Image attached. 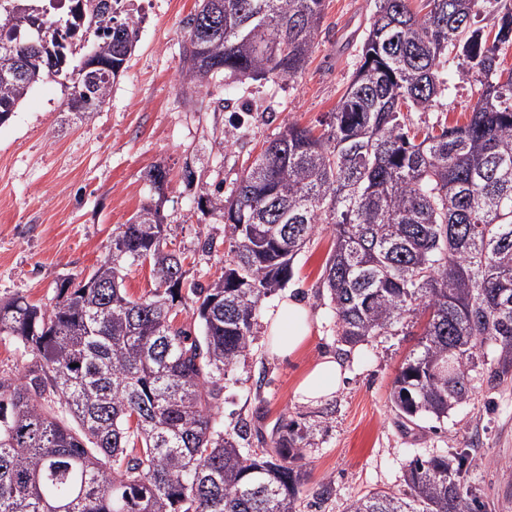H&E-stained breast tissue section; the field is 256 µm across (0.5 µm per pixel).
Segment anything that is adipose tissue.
I'll return each instance as SVG.
<instances>
[{"mask_svg": "<svg viewBox=\"0 0 512 512\" xmlns=\"http://www.w3.org/2000/svg\"><path fill=\"white\" fill-rule=\"evenodd\" d=\"M309 308L298 299L288 297L278 302L265 321V336L270 354L289 357L298 353L309 339ZM345 376L343 366L334 356L319 357L299 382L298 402L315 405L332 398Z\"/></svg>", "mask_w": 512, "mask_h": 512, "instance_id": "obj_1", "label": "adipose tissue"}]
</instances>
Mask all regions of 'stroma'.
<instances>
[{"label":"stroma","instance_id":"obj_1","mask_svg":"<svg viewBox=\"0 0 512 512\" xmlns=\"http://www.w3.org/2000/svg\"><path fill=\"white\" fill-rule=\"evenodd\" d=\"M138 42L129 68L100 112L67 119L64 78L37 83L11 119L0 125V298L48 305L66 277L88 274L108 254L120 224L154 195L146 172H168L162 207L169 249L183 253L189 278L206 284L224 270V221L201 214L194 198L231 192L263 144L285 124L320 129L357 68L375 10L374 0H326L315 48L304 70L276 81H214L185 93L179 82L186 22L198 0H133ZM448 89L434 108L412 111L411 124L465 123L479 84L461 59L445 66ZM236 138L224 142L223 132ZM192 167L196 179L185 186ZM212 240V253L199 244ZM332 246L317 229L293 262L286 288L269 297L273 309L288 293L306 299L315 317L311 337L289 358L271 356L263 325L250 354L235 366L222 417H257L263 436L292 421L314 428L305 450L297 512H344L358 496L380 489L404 492L405 464L454 449L473 459L465 486L486 512H512V380L490 387L473 381L469 401L437 421L402 424L391 401L394 380L418 340V328L341 345L322 275ZM327 352L344 358V389L320 404L296 402L294 390L313 361Z\"/></svg>","mask_w":512,"mask_h":512}]
</instances>
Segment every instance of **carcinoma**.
<instances>
[{
	"mask_svg": "<svg viewBox=\"0 0 512 512\" xmlns=\"http://www.w3.org/2000/svg\"><path fill=\"white\" fill-rule=\"evenodd\" d=\"M0 0V124L46 75L70 82L65 108L100 111L135 49L138 19L122 0ZM375 0L360 65L320 134L288 123L228 197L202 196L224 219V272L184 293L133 299L126 266L157 283L186 277L165 250L167 171L146 173L158 194L112 237L86 278H67L48 310L0 299V337L32 356L0 377V512H296L312 429L277 428L274 452L251 450L253 419L217 422L236 363L250 354L265 299L286 287L293 260L321 224L333 236L323 271L353 347L425 319L396 378L393 404L410 422L448 417L471 393L491 346V387L512 373V4L493 30L487 0ZM325 0H199L187 22L181 84L224 76L291 78L312 54ZM89 56L86 71L73 57ZM481 88L462 125L413 130L445 90L450 56ZM193 306L194 330L176 321ZM465 451L414 457L408 491H370L345 512H483L463 493Z\"/></svg>",
	"mask_w": 512,
	"mask_h": 512,
	"instance_id": "carcinoma-1",
	"label": "carcinoma"
}]
</instances>
